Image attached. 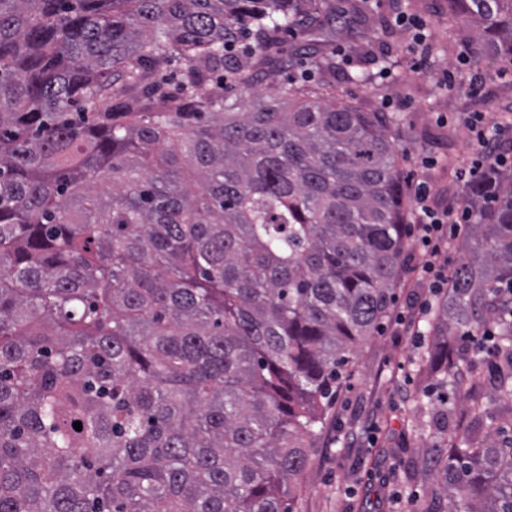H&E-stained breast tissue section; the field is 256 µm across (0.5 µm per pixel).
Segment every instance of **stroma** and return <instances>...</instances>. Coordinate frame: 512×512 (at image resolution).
<instances>
[{
    "label": "stroma",
    "instance_id": "stroma-1",
    "mask_svg": "<svg viewBox=\"0 0 512 512\" xmlns=\"http://www.w3.org/2000/svg\"><path fill=\"white\" fill-rule=\"evenodd\" d=\"M334 3L346 26L327 24L318 37L343 51L332 77L343 100L362 112L401 117L393 137L404 177L423 173L440 205L462 200L458 175L471 161L475 138L467 119L477 113L485 124L499 123L500 108L512 105V72L503 73L502 60L472 47L468 27L449 34L447 0H379L366 19L349 12L350 0ZM397 12L424 21V55L409 53L412 34L393 26ZM382 56L392 62L393 75H379L373 60ZM356 70L368 74V81H349ZM422 154L434 161L429 170L418 164ZM418 251L416 238H409L397 301L332 396L295 512H413V501L433 503L439 492L422 450L438 443L440 417L456 423L461 404L422 397L417 361L423 339L398 322L411 315L414 298L436 299L411 272Z\"/></svg>",
    "mask_w": 512,
    "mask_h": 512
}]
</instances>
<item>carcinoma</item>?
Instances as JSON below:
<instances>
[{
    "label": "carcinoma",
    "instance_id": "carcinoma-1",
    "mask_svg": "<svg viewBox=\"0 0 512 512\" xmlns=\"http://www.w3.org/2000/svg\"><path fill=\"white\" fill-rule=\"evenodd\" d=\"M331 14L0 0V512H292L408 235L398 118L315 79L336 72L325 42L290 50L312 76L250 80ZM463 23L512 56V0H448V39ZM463 201L474 261L433 307L419 371L465 415L482 390L512 412V177L490 169ZM481 329L499 353L483 375L448 354ZM424 456L442 512H512V439L470 430Z\"/></svg>",
    "mask_w": 512,
    "mask_h": 512
}]
</instances>
